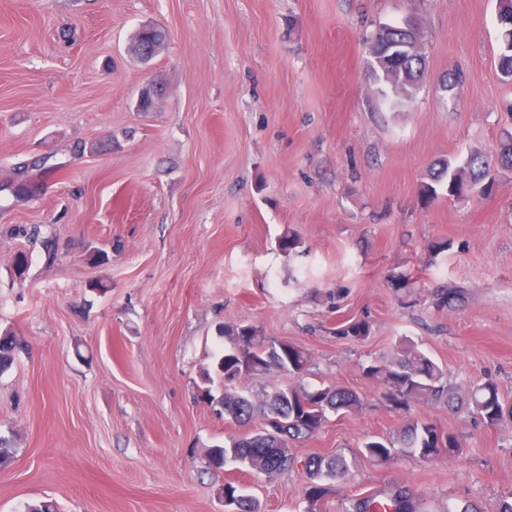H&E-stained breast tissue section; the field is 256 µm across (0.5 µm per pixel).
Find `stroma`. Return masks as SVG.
<instances>
[{"label": "stroma", "instance_id": "1", "mask_svg": "<svg viewBox=\"0 0 512 512\" xmlns=\"http://www.w3.org/2000/svg\"><path fill=\"white\" fill-rule=\"evenodd\" d=\"M497 0H0V181L19 163L60 164L44 191L0 198V227L39 225L60 255L0 238V330L26 348L0 375V512H225V482L261 512H304L308 456L344 454L321 512L355 494L411 488L422 512L512 493V418L497 425L429 401L390 409L368 366L402 338L461 390L495 381L512 403V171L491 191L424 200L440 159L495 152L512 116L497 67ZM413 17L428 73L383 103L365 42ZM164 35L141 60V28ZM464 80L455 99L441 89ZM156 84L151 111L139 90ZM295 234L297 253L278 247ZM447 241L433 254L430 246ZM109 252L103 265L87 247ZM27 249L25 280L14 256ZM106 284L103 294L88 285ZM461 292L434 304L436 288ZM363 318L367 339L335 335ZM310 356L304 382L361 402L292 442L268 476L206 466L205 452L256 430L220 418L201 374L224 324ZM423 418L454 434L447 458L358 455L371 436Z\"/></svg>", "mask_w": 512, "mask_h": 512}]
</instances>
